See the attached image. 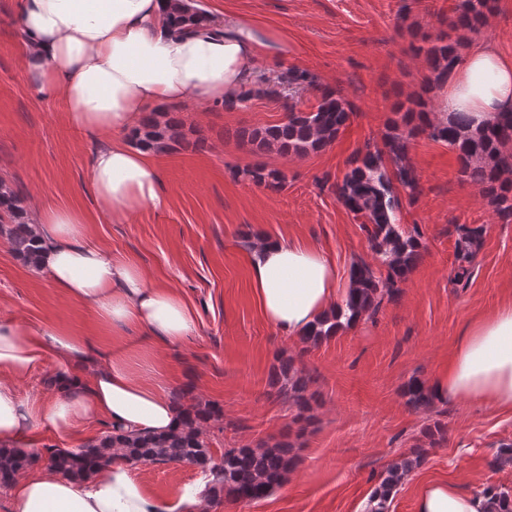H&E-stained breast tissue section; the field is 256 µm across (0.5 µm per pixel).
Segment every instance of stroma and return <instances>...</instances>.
Returning <instances> with one entry per match:
<instances>
[{
    "instance_id": "35a3bbf8",
    "label": "stroma",
    "mask_w": 512,
    "mask_h": 512,
    "mask_svg": "<svg viewBox=\"0 0 512 512\" xmlns=\"http://www.w3.org/2000/svg\"><path fill=\"white\" fill-rule=\"evenodd\" d=\"M213 15L240 13L284 34L287 56L259 63L258 78L276 81L300 68L342 90L354 105L349 125L325 149L302 157H258L237 129L279 123L282 100L255 97L242 106L176 105L186 129L205 144L161 156L165 204L111 218L89 182L95 140L68 115L64 99H41L25 75L17 46L14 0H0V182L24 208L69 206L83 212L89 235L122 261L140 264L151 283L176 288L197 311L185 340L163 344L140 329L113 330L101 311L53 288L24 264L0 236V319L30 329L65 327L93 345L99 361L129 355L136 375L164 383L184 406L222 408L206 436L214 460L225 449L282 440L292 446L297 479L267 498L231 496L206 502L204 512H363L391 464L426 451L402 480L388 512H414L416 488L428 479L462 481L471 491L512 488V466L492 459L512 441V413L466 399L407 407L405 384L445 367L466 325L512 300V223H501L476 185L461 181L454 152L421 135L409 160L422 186L402 204L404 228L419 226L423 258L375 318L343 327L319 345L279 336L261 316L250 282V244L257 235L311 243L336 266L340 284L354 262H373L360 218L317 180L343 176L355 151L380 140L395 102L417 94L431 77L415 49L440 35L459 36L451 23L457 0H202ZM466 46L489 43L512 56V0H495V16ZM284 171L286 187L256 185V163ZM483 229L467 286L453 280L457 225ZM293 359L309 379L308 412L271 383L279 357ZM445 423L446 442L429 446L424 431ZM108 424L80 425L67 437L34 427L22 447L48 469L50 453L78 448L107 434ZM135 477L151 495L176 501L202 476L190 464H137Z\"/></svg>"
}]
</instances>
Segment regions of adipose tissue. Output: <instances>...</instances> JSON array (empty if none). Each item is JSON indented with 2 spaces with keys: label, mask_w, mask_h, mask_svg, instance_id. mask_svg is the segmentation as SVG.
<instances>
[{
  "label": "adipose tissue",
  "mask_w": 512,
  "mask_h": 512,
  "mask_svg": "<svg viewBox=\"0 0 512 512\" xmlns=\"http://www.w3.org/2000/svg\"><path fill=\"white\" fill-rule=\"evenodd\" d=\"M164 0H19L23 69L36 90L64 99L73 122L89 134H125L141 116L186 101L223 103L252 81L262 60L284 56L288 42L238 15L220 26L176 34L163 23ZM512 110V57L494 46L471 48L443 96V113H469L476 123ZM89 178L114 216L162 205L161 172L150 152L117 142L98 144ZM40 249L39 272L69 298L99 307L113 328L138 326L176 343L196 325L194 309L174 289L152 285L143 269L113 259L90 237L81 212L30 213ZM250 276L261 314L280 335L296 338L336 308L337 273L318 248L293 239L254 240ZM52 363L61 391L25 400L20 383ZM430 388L438 399H477L512 411V302L470 324L447 368ZM113 432L174 431V409L157 382L136 378L113 355L94 365L88 342L61 327L33 331L0 319V447L11 448L35 426L67 436L85 422ZM15 512H201L188 490L170 503L149 494L130 467L115 462L87 479L55 471L20 473L11 486ZM415 512H490L486 497L462 483L436 480L416 493Z\"/></svg>",
  "instance_id": "adipose-tissue-1"
}]
</instances>
